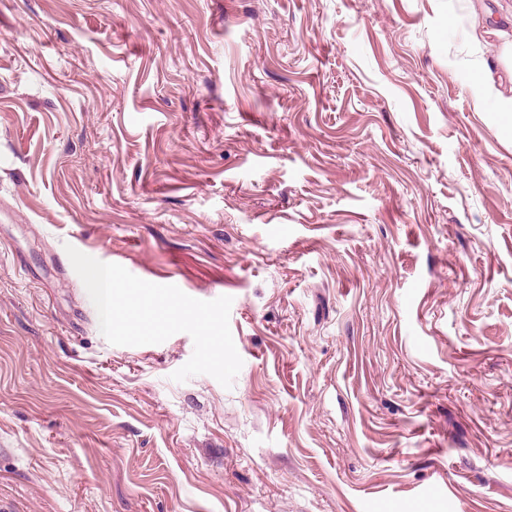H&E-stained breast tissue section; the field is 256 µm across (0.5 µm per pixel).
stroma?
Wrapping results in <instances>:
<instances>
[{"label":"stroma","instance_id":"35a3bbf8","mask_svg":"<svg viewBox=\"0 0 512 512\" xmlns=\"http://www.w3.org/2000/svg\"><path fill=\"white\" fill-rule=\"evenodd\" d=\"M511 102L512 0H0V512H512Z\"/></svg>","mask_w":512,"mask_h":512}]
</instances>
